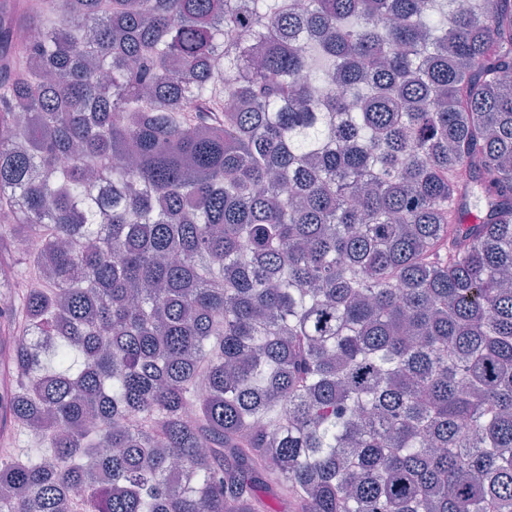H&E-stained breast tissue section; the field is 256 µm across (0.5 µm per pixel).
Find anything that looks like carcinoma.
Here are the masks:
<instances>
[{"mask_svg":"<svg viewBox=\"0 0 512 512\" xmlns=\"http://www.w3.org/2000/svg\"><path fill=\"white\" fill-rule=\"evenodd\" d=\"M510 75L512 0H0V512H512ZM1 241L2 245L0 247V263H8L13 266L17 272L15 280L18 279L16 287L26 280L27 282L33 280L35 277L33 275V271L31 268L25 267L24 265H15L13 264L14 260H19L22 254L25 252V249H29L30 251H34L37 248V242L35 239H30L25 243L19 239H15L12 236V231L8 229L2 230L0 229Z\"/></svg>","mask_w":512,"mask_h":512,"instance_id":"cac0c4a2","label":"carcinoma"}]
</instances>
